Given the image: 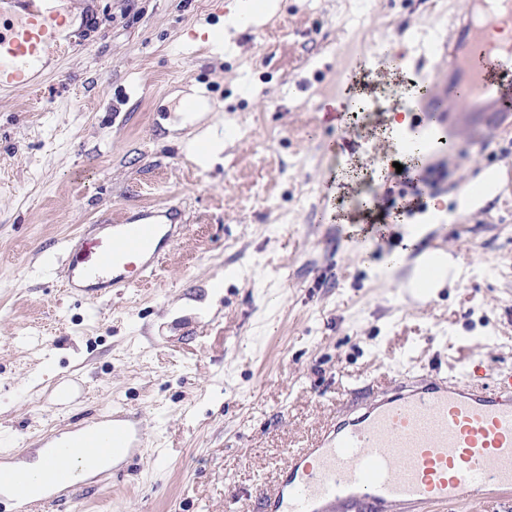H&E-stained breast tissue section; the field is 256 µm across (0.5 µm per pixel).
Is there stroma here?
<instances>
[{
	"mask_svg": "<svg viewBox=\"0 0 512 512\" xmlns=\"http://www.w3.org/2000/svg\"><path fill=\"white\" fill-rule=\"evenodd\" d=\"M73 24L39 90L0 95V455L35 460L46 437L119 407L148 447L121 476L78 483L80 512H260L286 451L396 369L468 362L512 373V134L459 143L436 194L453 225L423 233L388 275L365 158L397 175L376 130L441 79L430 54L463 0H279L212 55L189 35L237 0H53ZM207 86L204 122L233 129L208 167L185 151L179 104ZM368 97L337 118L330 103ZM495 189L457 212V184ZM169 203L186 229L146 288L92 300L51 270L103 216ZM447 239L458 284L405 302L412 264ZM223 279L217 299L207 286Z\"/></svg>",
	"mask_w": 512,
	"mask_h": 512,
	"instance_id": "35a3bbf8",
	"label": "stroma"
}]
</instances>
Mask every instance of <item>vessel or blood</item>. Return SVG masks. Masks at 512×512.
Instances as JSON below:
<instances>
[{"instance_id": "obj_1", "label": "vessel or blood", "mask_w": 512, "mask_h": 512, "mask_svg": "<svg viewBox=\"0 0 512 512\" xmlns=\"http://www.w3.org/2000/svg\"><path fill=\"white\" fill-rule=\"evenodd\" d=\"M0 93L39 84L50 55L64 49L65 17L47 0H0ZM448 71L411 107L400 146L421 142L447 156L453 134L484 139L512 130V0H469L447 37L435 41ZM181 219L176 206L115 219L111 233L65 248L67 287L80 293L145 281ZM108 431L84 427L58 455L92 461L127 457L146 440L129 416ZM512 497V375L493 385L455 376L397 373L382 394L338 410L307 447L289 451L284 475L260 489L261 512H425L431 506ZM26 502L29 477L0 468V495Z\"/></svg>"}]
</instances>
